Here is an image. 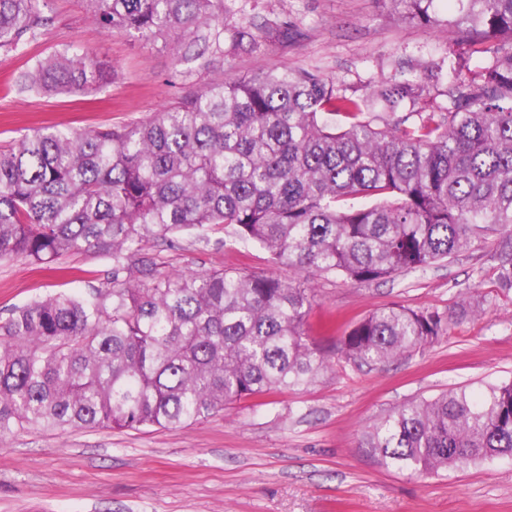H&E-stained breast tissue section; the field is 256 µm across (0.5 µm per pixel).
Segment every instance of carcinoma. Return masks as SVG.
<instances>
[{
	"mask_svg": "<svg viewBox=\"0 0 512 512\" xmlns=\"http://www.w3.org/2000/svg\"><path fill=\"white\" fill-rule=\"evenodd\" d=\"M52 0H0V51L52 23ZM443 20L437 0H388ZM447 103L405 73L368 92L308 69L214 77L147 121L41 127L0 148V262L90 253L107 276L17 305L0 322V441L22 430L180 428L242 399L307 388L336 362L378 365L438 341L455 315L392 304L329 346L306 321L314 289L246 271L171 272L141 257L218 229L299 274L366 283L422 270L473 243L499 250L512 289V0H448ZM113 33L162 42L208 70L252 49L225 0H82ZM482 66L460 78L468 57ZM112 67L65 45L12 88L91 94ZM385 467L420 475L512 459V379L403 404L362 432Z\"/></svg>",
	"mask_w": 512,
	"mask_h": 512,
	"instance_id": "1",
	"label": "carcinoma"
}]
</instances>
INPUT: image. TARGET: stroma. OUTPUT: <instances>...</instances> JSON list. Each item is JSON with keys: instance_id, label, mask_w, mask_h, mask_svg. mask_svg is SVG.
Here are the masks:
<instances>
[{"instance_id": "stroma-1", "label": "stroma", "mask_w": 512, "mask_h": 512, "mask_svg": "<svg viewBox=\"0 0 512 512\" xmlns=\"http://www.w3.org/2000/svg\"><path fill=\"white\" fill-rule=\"evenodd\" d=\"M440 23L394 16L383 0H230L226 23L248 14L258 46L225 55L217 70L243 77L305 68L354 89L395 72L432 93L448 85L446 0ZM54 24L26 55L0 54V144L26 129L75 130L151 118L187 92L162 43L110 34L81 0H53ZM64 44L112 65L111 85L88 97L5 92L21 72ZM146 256L168 270H247L291 277L257 245L212 234L210 243L151 241ZM492 248L473 246L425 269L370 283L311 279L310 334L337 342L350 320L398 303L414 310L474 308L447 336L382 365L338 362L302 390L250 398L182 428L21 431L0 442V512H512V460L442 476L379 465L359 446L362 431L398 406L453 386L512 378V291L496 282ZM78 281L17 259L0 263V320L9 310Z\"/></svg>"}]
</instances>
